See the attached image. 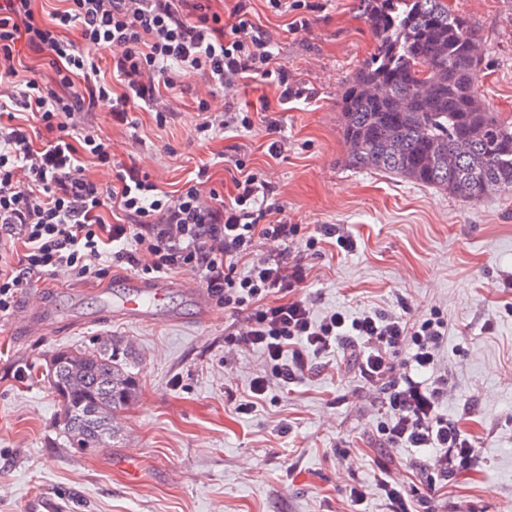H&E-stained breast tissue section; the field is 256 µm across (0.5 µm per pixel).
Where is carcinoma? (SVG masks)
<instances>
[{
  "label": "carcinoma",
  "mask_w": 512,
  "mask_h": 512,
  "mask_svg": "<svg viewBox=\"0 0 512 512\" xmlns=\"http://www.w3.org/2000/svg\"><path fill=\"white\" fill-rule=\"evenodd\" d=\"M376 41L339 94L347 160L463 199L512 194V124L475 86L476 33L447 0H357ZM53 389L70 444L108 448L137 397L131 350L114 339L60 352Z\"/></svg>",
  "instance_id": "cac0c4a2"
}]
</instances>
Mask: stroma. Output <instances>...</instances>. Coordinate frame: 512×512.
I'll use <instances>...</instances> for the list:
<instances>
[{
	"label": "stroma",
	"instance_id": "35a3bbf8",
	"mask_svg": "<svg viewBox=\"0 0 512 512\" xmlns=\"http://www.w3.org/2000/svg\"><path fill=\"white\" fill-rule=\"evenodd\" d=\"M314 12L276 10L251 0V21L273 40L274 67L305 89V99L277 105L278 90L246 78L229 92L208 93L198 108L199 77L162 90L174 113L166 126L132 107L133 125L112 119L99 104L83 122L104 138L115 164L134 166L174 194L209 169L204 190L227 199L237 164L270 181L284 217L300 229L290 253L312 269L299 290L316 315L341 310L430 312L448 321L440 366L429 383L447 380L439 409L470 433L476 466L430 486L413 464V448L383 449L389 420L379 391L361 388L342 354L304 378L272 385L257 409L237 405L262 368L259 353H241L224 368L234 316L216 300L199 315L182 280L171 276V317L150 322L97 320L101 289L129 276L116 262L95 278L44 273L31 285L53 293L77 323L45 336L14 337L12 315L0 316V512H24L27 499L49 498L62 512H350V490L365 492V512H384L380 473L402 489L413 512H512V196L495 188L474 200L346 159L338 95L375 43L355 0H315ZM477 33L481 62L474 81L501 119L512 123V0H448ZM307 27H300V17ZM277 106L281 149L271 152L263 102ZM252 124L209 142L194 129L226 108ZM324 224L339 225L351 250L321 242ZM131 343L137 356L136 399L116 419L111 447L70 446L61 432L60 404L47 381L56 350L84 348L110 337ZM353 402H344V395ZM137 449V478L118 469Z\"/></svg>",
	"mask_w": 512,
	"mask_h": 512
}]
</instances>
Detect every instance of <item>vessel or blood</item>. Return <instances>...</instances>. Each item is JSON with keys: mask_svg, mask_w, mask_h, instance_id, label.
Here are the masks:
<instances>
[{"mask_svg": "<svg viewBox=\"0 0 512 512\" xmlns=\"http://www.w3.org/2000/svg\"><path fill=\"white\" fill-rule=\"evenodd\" d=\"M171 288L172 283L166 278L128 279L121 291L111 297L107 311L124 319L152 320L164 314ZM56 319L57 312L50 298L37 289L27 294L14 318V325L28 336L45 335L52 331Z\"/></svg>", "mask_w": 512, "mask_h": 512, "instance_id": "obj_1", "label": "vessel or blood"}]
</instances>
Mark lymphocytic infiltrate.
<instances>
[{
	"label": "lymphocytic infiltrate",
	"instance_id": "obj_1",
	"mask_svg": "<svg viewBox=\"0 0 512 512\" xmlns=\"http://www.w3.org/2000/svg\"><path fill=\"white\" fill-rule=\"evenodd\" d=\"M211 2L69 0L68 9L46 23L36 18L32 0H0V118L19 106L54 135L37 151L26 130L0 121V314L10 311L32 278L59 267L98 275L109 256L145 274L191 270L225 309L243 316L234 346L259 352L270 369L251 380L239 412L252 410L271 382L295 383L310 361L340 348L366 389L381 388L392 411L383 432L386 447L431 449L423 469L431 479L447 480L468 469L477 450L438 411L447 388L420 379L439 365L448 335L440 314L415 321L369 311L316 316L312 303L296 295L310 281V267L287 259L299 230L284 220L267 181L256 174L235 178V193L226 201L214 192L203 195L194 179L171 198L133 167H115L117 191L87 172L89 156L113 167L104 140L80 123L82 113L107 99L116 118H125L127 100L113 97V84L151 107L161 126L171 112L161 88L179 87L188 75L216 89L257 75L280 87L282 102L303 96L286 72L271 68L272 42L255 29L248 0H236L229 26ZM73 27L80 41L67 38ZM21 39L47 58L53 84L16 82L12 60ZM85 44L111 55V78L83 54ZM112 207L123 212L125 223H106L103 212ZM260 244L268 245L266 255H257ZM402 351L407 366L399 370L393 359Z\"/></svg>",
	"mask_w": 512,
	"mask_h": 512
}]
</instances>
